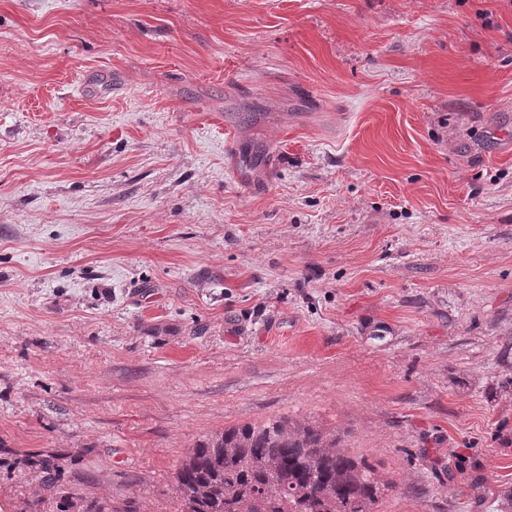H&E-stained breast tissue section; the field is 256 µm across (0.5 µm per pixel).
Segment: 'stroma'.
I'll return each mask as SVG.
<instances>
[{
  "label": "stroma",
  "mask_w": 512,
  "mask_h": 512,
  "mask_svg": "<svg viewBox=\"0 0 512 512\" xmlns=\"http://www.w3.org/2000/svg\"><path fill=\"white\" fill-rule=\"evenodd\" d=\"M280 417L512 512V0H0V512Z\"/></svg>",
  "instance_id": "stroma-1"
}]
</instances>
